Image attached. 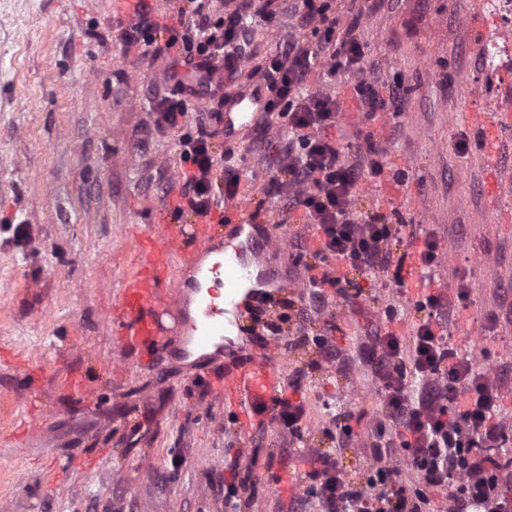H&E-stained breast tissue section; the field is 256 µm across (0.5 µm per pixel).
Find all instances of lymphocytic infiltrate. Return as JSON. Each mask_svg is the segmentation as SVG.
<instances>
[{
    "mask_svg": "<svg viewBox=\"0 0 512 512\" xmlns=\"http://www.w3.org/2000/svg\"><path fill=\"white\" fill-rule=\"evenodd\" d=\"M189 2L178 8L171 25L152 0H136L119 28L124 47L170 60L150 110L155 133L180 135L185 167L176 213L211 215L240 191L234 147L225 146L219 157L213 151L215 133L206 125L196 134L185 133L192 101L205 100L211 120L223 123L229 92L257 79L269 95L267 111L285 120L284 145L266 194L273 203L302 210L306 226L317 235L316 248L303 243L295 255L306 273L308 306L283 300L275 317L262 325L266 336L293 326L296 344L311 347L316 357L295 369L287 396L255 408L299 448L305 490L296 500L298 512H512V421L501 415L512 371L478 369L447 334L449 321L470 302L467 281L435 285L417 300L421 318L412 336L381 323L358 343L352 358L316 328L330 296L351 308L363 296L354 281L328 273L330 262L381 279L396 293L407 286V259L429 277L440 264L435 235L426 234L422 247L407 254L405 225L358 208L364 181L380 179L387 168L373 125L384 113L402 111V86L357 81L352 96L363 122L355 137L363 148H353L338 132L343 105L330 85L338 73L361 68L367 51L357 34L360 21L384 0H366L345 26L331 0ZM255 24L279 37L260 63L249 37ZM316 70L323 78L318 88L309 83ZM354 359L367 369L379 410L372 416L363 410L333 416L322 434L336 441V448L308 446V412L299 395L310 373L326 365L342 371ZM347 447L359 453V471H346L339 451Z\"/></svg>",
    "mask_w": 512,
    "mask_h": 512,
    "instance_id": "1",
    "label": "lymphocytic infiltrate"
}]
</instances>
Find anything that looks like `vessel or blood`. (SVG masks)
<instances>
[{
	"label": "vessel or blood",
	"instance_id": "b4317fda",
	"mask_svg": "<svg viewBox=\"0 0 512 512\" xmlns=\"http://www.w3.org/2000/svg\"><path fill=\"white\" fill-rule=\"evenodd\" d=\"M266 101L265 87L259 82L230 98L224 106L225 141L236 140L249 129ZM462 112L485 152L495 155L494 137L512 129V94H506L496 111L468 103ZM224 213L233 230L220 244L214 240L212 221L205 217L188 224L162 220L142 233H130L134 268L122 282L108 326L118 337L120 351L142 361L155 358L173 335L182 337L188 349L222 351V367L209 380L211 395L241 415L246 426L252 406L272 404L283 395L277 367L281 356L271 341L228 348L224 336L229 327L263 306L266 292L277 296L290 292V284H272L256 264L264 253H287L288 242L271 224L263 226L261 236L252 235V227L259 223L247 198L225 199ZM182 269L191 272L188 283L196 294L191 316L175 310L170 302L172 294L188 284L178 275Z\"/></svg>",
	"mask_w": 512,
	"mask_h": 512
}]
</instances>
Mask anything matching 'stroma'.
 <instances>
[{
	"label": "stroma",
	"mask_w": 512,
	"mask_h": 512,
	"mask_svg": "<svg viewBox=\"0 0 512 512\" xmlns=\"http://www.w3.org/2000/svg\"><path fill=\"white\" fill-rule=\"evenodd\" d=\"M487 0H385L365 17L362 70L342 72L334 89L381 77L406 91L403 112L375 126L388 174L366 181L362 211L395 220L440 241L435 274L464 277L471 303L451 328L458 345L479 344L480 368L512 366V323L485 326L500 297L512 300V202L489 206L494 172H512V132L501 134L497 170L482 163L478 141L457 143L463 104L501 101L481 52L468 37L512 39ZM115 0H13L0 12V504L7 512H224L225 462L240 453L252 469L253 508L285 512L289 495L276 475L297 465L277 428L243 433L234 412L216 402L207 375L170 337L160 367L123 358L108 316L133 257L126 230L154 222V207L174 217L179 150L174 135L149 134V100L166 60L124 50ZM267 148L255 156L249 128L236 144L241 186L261 218L278 209L264 189L277 170L281 120L270 117ZM376 313L393 308L395 330L411 335L417 287L393 294L363 279ZM27 357L44 371L47 410L23 441L27 386L16 367ZM82 371L90 404L64 388ZM379 397L358 375H313L307 386L310 436L330 414H375ZM95 457L86 468L80 456Z\"/></svg>",
	"instance_id": "obj_1"
}]
</instances>
